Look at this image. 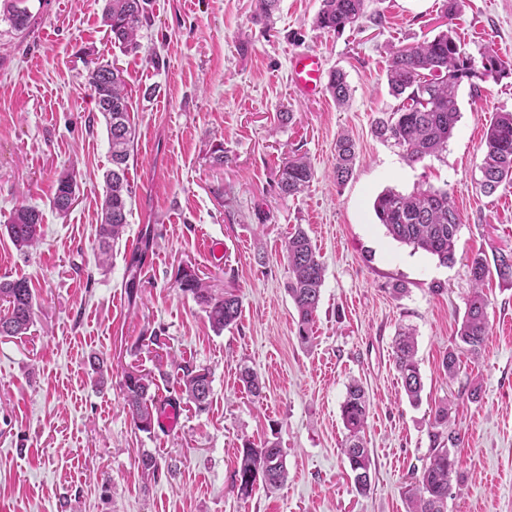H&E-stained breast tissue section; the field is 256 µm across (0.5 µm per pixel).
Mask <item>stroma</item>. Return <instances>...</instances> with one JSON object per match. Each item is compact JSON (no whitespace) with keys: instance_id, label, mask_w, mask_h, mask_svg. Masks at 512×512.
<instances>
[{"instance_id":"35a3bbf8","label":"stroma","mask_w":512,"mask_h":512,"mask_svg":"<svg viewBox=\"0 0 512 512\" xmlns=\"http://www.w3.org/2000/svg\"><path fill=\"white\" fill-rule=\"evenodd\" d=\"M27 4L28 35L0 17V280L28 279L37 299L27 333L0 336V512H407L404 488L432 445L431 412L448 399L461 431L448 512H512V284L485 282L482 358L463 360L453 380L441 366L471 292L469 261L512 251V183L490 196L479 188L484 132L512 111V0H460L452 23L443 0H376L377 18L341 32L314 27L321 0H280L266 23L254 21V0H149L142 47L130 54L110 41L105 0ZM445 31L470 56L493 52L509 73L463 80L447 151L412 163L373 133L397 105L390 51ZM302 51L346 72L347 106L325 91L295 95L289 59ZM92 59L123 70L135 126L131 213L103 267L96 228L111 157L86 81ZM286 111L292 120L280 122ZM343 134L358 158L339 185L332 172ZM294 155L306 156L315 176L304 193L284 197L277 174ZM65 175L76 202L62 215L52 197ZM387 188L447 191L462 219L454 263L387 235L373 210ZM21 206L43 214L42 241L28 251L5 231ZM146 227L154 240L132 275L128 241ZM298 227L325 266L309 347L298 341L287 291L284 246ZM207 240L223 244L222 266L208 261ZM185 269L215 293L235 292L233 326L211 328L178 286ZM402 326L417 339L416 405L394 366ZM95 356L104 362L100 384ZM185 363L211 373L206 411L181 399L175 377ZM245 366L257 372L261 396L243 385ZM135 370L158 375V396L179 400L178 430L131 425L122 381ZM354 379L371 402L363 496L342 453L341 404ZM267 440L286 449L288 479L240 497L238 451ZM145 451L159 461L157 476L138 465Z\"/></svg>"}]
</instances>
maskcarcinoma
Listing matches in <instances>:
<instances>
[{"instance_id": "obj_1", "label": "carcinoma", "mask_w": 512, "mask_h": 512, "mask_svg": "<svg viewBox=\"0 0 512 512\" xmlns=\"http://www.w3.org/2000/svg\"><path fill=\"white\" fill-rule=\"evenodd\" d=\"M3 13L16 32L31 29L34 16L23 6L25 0H0ZM280 0H256V19L267 21L279 9ZM376 0H321L313 25L323 31H343L352 28L367 15ZM150 20L147 0H108L103 14L113 45L125 53H135L140 47L139 32ZM506 74V67L493 53L481 54L480 60L463 52L453 36L446 32L414 46L392 51L386 71L387 83L397 108L385 113L374 124V134L403 148L411 162L438 157L448 148L460 117L457 93L463 79ZM87 82L97 111L105 120L112 168L105 175V195L101 204V221L97 235L98 263L103 265L112 247L122 238L128 224V199L131 190L127 180L128 163L135 135L130 124V108L123 72L109 62L87 63ZM326 90L340 105L350 99L347 75L340 69L327 74ZM357 154L353 140L343 135L336 141V163L333 179L344 184L351 176ZM480 187L493 194L504 183H512V112H500L490 122L481 144ZM314 178L306 157L293 156L284 161L278 171V188L284 196H296L310 186ZM75 200L72 178L58 180L53 206L60 213L68 212ZM374 212L387 234L395 241L424 251L443 264L455 260V247L461 226V216L448 197V191L426 189L403 194L394 189L380 193L373 204ZM42 214L34 207L21 206L11 214L5 225L13 244L21 249L34 248L40 242ZM141 250L132 255L131 273H137L151 244V233L141 237ZM290 273L288 294L298 315V339L309 345L313 339L315 314L321 298L325 267L307 233L298 228L285 243ZM496 273L499 280L512 283V262L504 253L493 254V262L481 255L468 264L472 291L457 330L459 347L471 356L481 354L489 330V300L483 292L485 280ZM179 288L192 296L206 313L216 332L236 323L240 315L238 296L231 291L216 295L196 274L190 273L179 281ZM0 336H22L32 323L35 294L25 278L0 281ZM394 365L402 380L407 398L415 403L422 391V378L416 359V338L411 329H401L394 339ZM155 377L149 373L130 372L123 382L124 400L134 426L143 432L154 428L157 400L151 393ZM181 392L196 410L207 408L211 393L210 373L206 369L182 367ZM370 402L364 387L354 381L347 387L341 404V416L346 430L343 453L353 473L357 493L370 490L371 458L365 446ZM429 425L433 442L420 473L406 486L408 512H448V488L456 472L457 460L450 448L460 443V433L452 427L448 405H442L431 415ZM288 478L283 450L275 442L261 447L246 442L239 451L233 488L249 497L262 487L267 490L281 486Z\"/></svg>"}]
</instances>
